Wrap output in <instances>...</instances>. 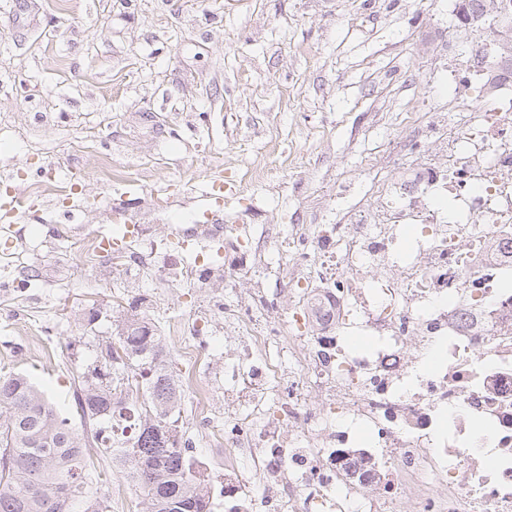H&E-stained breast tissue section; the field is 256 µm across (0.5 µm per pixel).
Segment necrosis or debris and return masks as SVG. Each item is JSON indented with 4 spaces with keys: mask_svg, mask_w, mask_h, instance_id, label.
<instances>
[{
    "mask_svg": "<svg viewBox=\"0 0 512 512\" xmlns=\"http://www.w3.org/2000/svg\"><path fill=\"white\" fill-rule=\"evenodd\" d=\"M511 66L478 38L449 69V104L479 97L441 137L446 169L423 161L351 224L244 232L258 265L270 248L300 257L302 289L290 335L237 326L243 359L224 370L237 418L211 430L251 467L224 474L235 507L512 512Z\"/></svg>",
    "mask_w": 512,
    "mask_h": 512,
    "instance_id": "necrosis-or-debris-1",
    "label": "necrosis or debris"
}]
</instances>
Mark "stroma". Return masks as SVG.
<instances>
[{"mask_svg": "<svg viewBox=\"0 0 512 512\" xmlns=\"http://www.w3.org/2000/svg\"><path fill=\"white\" fill-rule=\"evenodd\" d=\"M476 37L448 0H0V200L51 176L74 191L0 214V374L31 373L78 430L74 382L127 315L154 325L176 378L183 344L205 347L210 398L185 392L179 426L224 512V451L207 436L235 354L224 327L264 281L225 282L235 239L189 238L204 186L235 190L230 224L348 223L378 183L419 172L420 148L446 165L435 127L465 119L448 109V50ZM119 193L156 253L85 265L69 238L110 235ZM173 257L192 275L160 282Z\"/></svg>", "mask_w": 512, "mask_h": 512, "instance_id": "obj_1", "label": "stroma"}]
</instances>
